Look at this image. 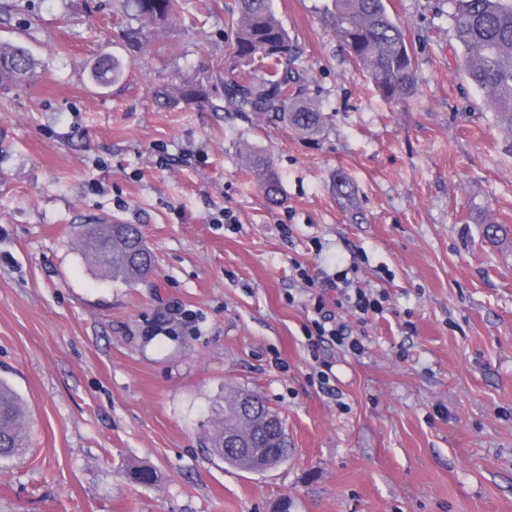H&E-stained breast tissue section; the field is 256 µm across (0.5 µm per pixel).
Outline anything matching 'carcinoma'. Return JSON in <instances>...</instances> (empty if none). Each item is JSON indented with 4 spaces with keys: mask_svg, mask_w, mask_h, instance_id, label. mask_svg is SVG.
Masks as SVG:
<instances>
[{
    "mask_svg": "<svg viewBox=\"0 0 512 512\" xmlns=\"http://www.w3.org/2000/svg\"><path fill=\"white\" fill-rule=\"evenodd\" d=\"M454 39L463 54L461 72L486 94L500 124L512 133V0H448ZM126 14L137 21L165 23L179 17L183 0H124ZM327 20L336 38L390 102L408 97L415 87V65L400 22L386 0H332ZM230 53L238 62L263 71L247 82L224 81L225 108L275 117L308 136L323 132L325 118L304 91L302 77L281 62L293 52L288 32L271 0H238L229 21ZM126 64L103 54L91 78L100 85L125 77ZM36 63L20 42L0 43V80L29 81ZM266 200H282L280 180L270 160L245 150ZM79 248L101 274L133 283L154 268V256L135 224H88L79 234ZM30 420L20 397L0 382V461L21 459L30 447ZM207 448L225 464L261 472L288 459V433L280 416L258 392L235 388L214 407Z\"/></svg>",
    "mask_w": 512,
    "mask_h": 512,
    "instance_id": "obj_1",
    "label": "carcinoma"
}]
</instances>
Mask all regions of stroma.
I'll list each match as a JSON object with an SVG mask.
<instances>
[{
    "instance_id": "obj_1",
    "label": "stroma",
    "mask_w": 512,
    "mask_h": 512,
    "mask_svg": "<svg viewBox=\"0 0 512 512\" xmlns=\"http://www.w3.org/2000/svg\"><path fill=\"white\" fill-rule=\"evenodd\" d=\"M186 4L141 50L120 0H0V40L40 64L0 82V379L34 420L26 455L0 461V512H512V137L456 68L446 0L388 2L417 68L398 103L341 49L330 0H273L326 118L315 137L224 110L225 78L254 76L229 53L235 0ZM103 52L124 81H91ZM186 78L196 95L155 99ZM101 216L140 226L147 281L85 260L79 227ZM296 261L316 278L358 262L389 293L363 354L312 355ZM234 387L280 413L287 461L208 454ZM245 157L249 167L254 172L266 200L271 204H278L282 200L280 180L270 160L251 149L245 150Z\"/></svg>"
}]
</instances>
